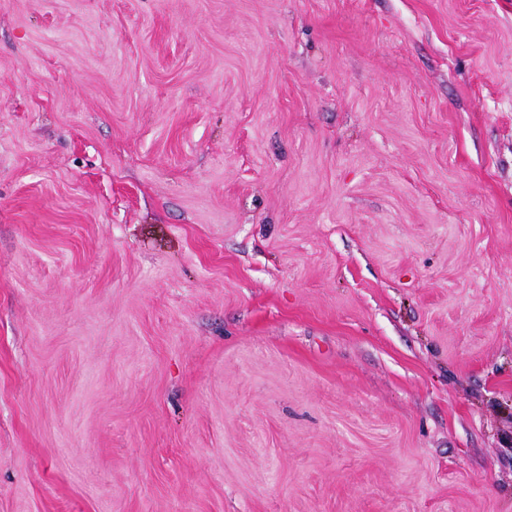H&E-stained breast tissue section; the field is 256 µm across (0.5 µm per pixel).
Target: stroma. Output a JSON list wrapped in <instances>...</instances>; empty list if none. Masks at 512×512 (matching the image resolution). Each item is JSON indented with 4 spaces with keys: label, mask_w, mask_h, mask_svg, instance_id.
<instances>
[{
    "label": "stroma",
    "mask_w": 512,
    "mask_h": 512,
    "mask_svg": "<svg viewBox=\"0 0 512 512\" xmlns=\"http://www.w3.org/2000/svg\"><path fill=\"white\" fill-rule=\"evenodd\" d=\"M0 512H512V0H0Z\"/></svg>",
    "instance_id": "obj_1"
}]
</instances>
